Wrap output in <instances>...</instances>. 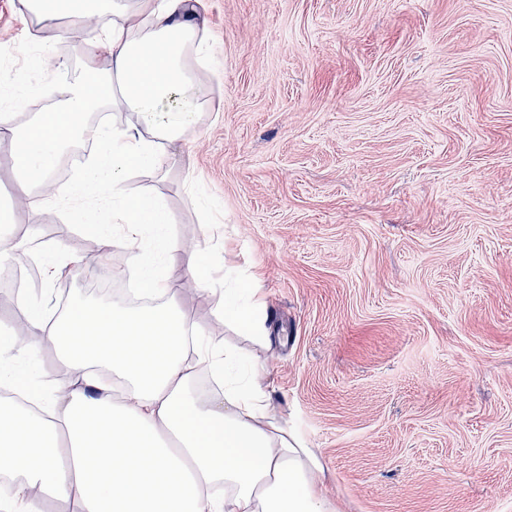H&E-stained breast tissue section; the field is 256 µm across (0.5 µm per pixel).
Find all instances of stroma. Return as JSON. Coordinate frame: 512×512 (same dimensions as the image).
Here are the masks:
<instances>
[{
    "mask_svg": "<svg viewBox=\"0 0 512 512\" xmlns=\"http://www.w3.org/2000/svg\"><path fill=\"white\" fill-rule=\"evenodd\" d=\"M207 103L159 197L197 246L181 294L206 336L268 365L341 512H512V0H206ZM0 0V51L31 87L52 39ZM28 246L74 258L88 224L0 201ZM262 280L273 348L224 324V245ZM88 268L31 281L47 316L101 301Z\"/></svg>",
    "mask_w": 512,
    "mask_h": 512,
    "instance_id": "obj_1",
    "label": "stroma"
}]
</instances>
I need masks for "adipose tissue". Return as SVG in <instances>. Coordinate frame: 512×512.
<instances>
[{"mask_svg":"<svg viewBox=\"0 0 512 512\" xmlns=\"http://www.w3.org/2000/svg\"><path fill=\"white\" fill-rule=\"evenodd\" d=\"M46 28H76L95 15L111 28L71 66L69 44L56 37L32 58L55 96L47 112L20 124L28 102L24 70L0 68V148L12 159L17 195L35 203L112 195L122 206L115 233L100 237V255L125 247L159 300L133 309L117 302L78 303L46 318L37 298L18 308L34 335L50 344L76 377L73 387L0 399V464L18 477L0 512H42L44 498L69 512H339L324 485L317 452L288 427L272 397L270 374L236 346L202 336L179 299L197 274L198 250L165 232L169 216L153 196L129 199L138 170L162 171L170 147L204 102L189 64L207 50L199 22L204 0H25ZM103 109L129 112L134 124L106 132L92 123ZM108 146L68 187L54 172L69 149ZM182 252L179 267L157 274L154 262ZM224 321L268 342L259 282L224 265ZM24 345L0 330V384L26 387L33 362ZM219 371L224 387L199 397V375Z\"/></svg>","mask_w":512,"mask_h":512,"instance_id":"obj_1","label":"adipose tissue"}]
</instances>
